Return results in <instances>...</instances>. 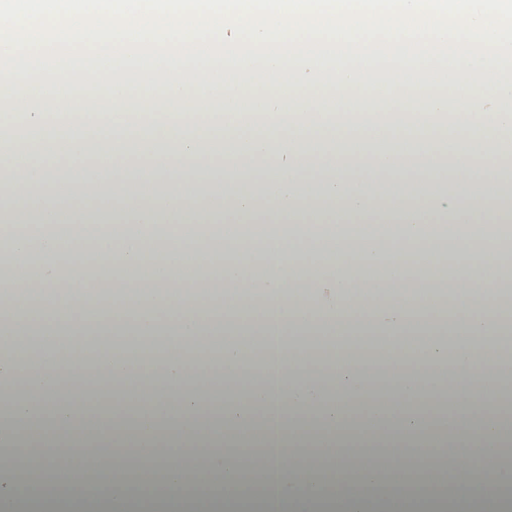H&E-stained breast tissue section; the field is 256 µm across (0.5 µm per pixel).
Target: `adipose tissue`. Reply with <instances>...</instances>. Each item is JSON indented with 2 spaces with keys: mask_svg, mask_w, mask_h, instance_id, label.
Segmentation results:
<instances>
[{
  "mask_svg": "<svg viewBox=\"0 0 512 512\" xmlns=\"http://www.w3.org/2000/svg\"><path fill=\"white\" fill-rule=\"evenodd\" d=\"M143 61L125 53L52 65L67 105L111 116L107 152L98 137L54 125L28 81L31 64L14 68V102L27 114L28 134L0 128V201L21 200L23 211L9 213V222H35L38 232L0 236L9 254L0 262V335L23 339L0 349V377L19 378L0 420V475L22 464L45 473L67 467L70 512H129L134 498L146 512H171L188 487L187 512H213L216 499L240 496L239 451L257 442L263 452L252 479L264 492L255 512H320L327 500L334 512H393L397 503L410 512L417 500L438 512H504L512 468L499 464L496 450L512 433L485 373L512 368V346L489 361L500 292L483 276L501 259L500 235L490 229L501 213L500 186L495 170L476 173L473 162L512 141V61L411 58L402 46L360 57H164L160 93L170 115H191L192 124L173 120L135 135L126 118L144 99L107 76ZM188 67L191 86L182 79ZM424 72L449 95L420 82ZM272 74L287 78L288 93L269 83ZM329 79L345 93L333 111L359 109L377 89L398 123L299 126L294 115L321 110ZM448 111L454 137L436 121ZM273 114L291 115L287 129L257 130L258 117ZM50 133L62 136L73 164L94 154L111 163L109 177L77 186L57 175L37 148ZM217 140L226 161L220 179L206 164ZM127 141L155 161L147 177L122 167ZM440 143L449 164L411 170V154L426 156ZM244 157L257 164L243 175L234 162ZM180 159L192 162L190 174L179 173ZM444 218L465 222L449 243ZM295 224L305 225L318 264L310 280L293 257ZM450 252L459 260L447 275L428 290L413 288L412 259L432 270ZM223 255L227 263L217 264ZM349 257L361 277L341 272ZM255 261L266 271L252 301L261 342L230 336L221 348H197V371L188 375L177 338L158 343L161 323L174 324L177 337L200 336L212 330L215 311L208 293L186 295L182 267L214 268L229 314ZM99 267L138 273L118 283L104 309L82 301L103 287L92 275ZM445 302L460 343L412 342V317L438 315ZM130 313L134 340L106 339ZM357 316L382 334L377 355L393 372L379 384L369 383L354 351L288 342L295 326L332 335L340 320ZM439 389L448 400L438 419L419 401ZM357 418L364 432L349 435ZM121 446L139 450L138 486L124 480ZM424 456L423 479L411 484L402 465ZM325 470L337 473L335 486L323 482Z\"/></svg>",
  "mask_w": 512,
  "mask_h": 512,
  "instance_id": "adipose-tissue-1",
  "label": "adipose tissue"
}]
</instances>
